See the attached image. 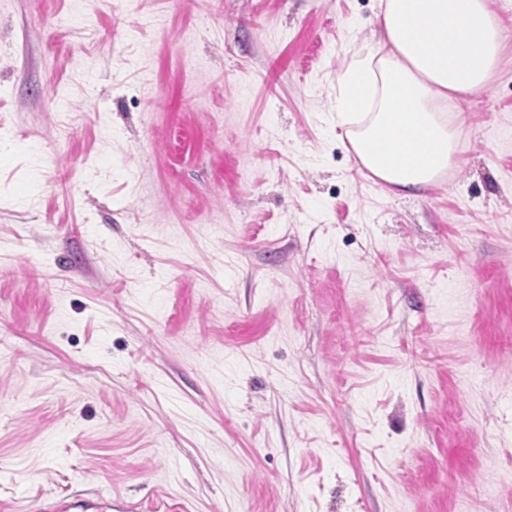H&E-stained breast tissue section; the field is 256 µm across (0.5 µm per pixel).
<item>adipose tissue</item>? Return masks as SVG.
<instances>
[{"instance_id": "adipose-tissue-1", "label": "adipose tissue", "mask_w": 512, "mask_h": 512, "mask_svg": "<svg viewBox=\"0 0 512 512\" xmlns=\"http://www.w3.org/2000/svg\"><path fill=\"white\" fill-rule=\"evenodd\" d=\"M378 20L338 73L336 124L359 171L409 193L459 166L447 114L489 87L512 33L487 0H379Z\"/></svg>"}]
</instances>
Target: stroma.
Segmentation results:
<instances>
[{
  "instance_id": "35a3bbf8",
  "label": "stroma",
  "mask_w": 512,
  "mask_h": 512,
  "mask_svg": "<svg viewBox=\"0 0 512 512\" xmlns=\"http://www.w3.org/2000/svg\"><path fill=\"white\" fill-rule=\"evenodd\" d=\"M376 4L0 0V512H512V44L395 195ZM44 512H112V499L57 500L41 508Z\"/></svg>"
}]
</instances>
